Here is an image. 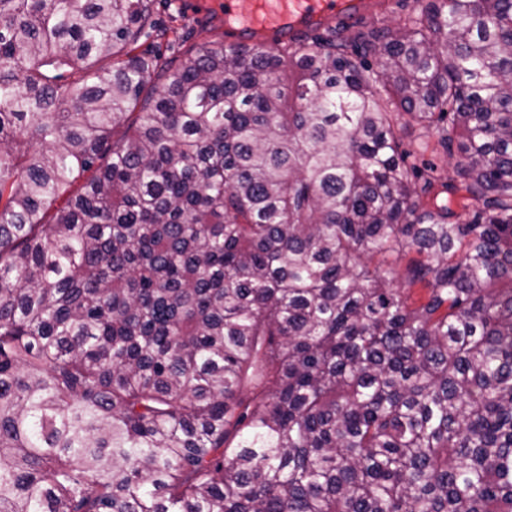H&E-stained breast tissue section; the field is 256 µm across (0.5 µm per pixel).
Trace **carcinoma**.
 Returning a JSON list of instances; mask_svg holds the SVG:
<instances>
[{
	"instance_id": "carcinoma-1",
	"label": "carcinoma",
	"mask_w": 512,
	"mask_h": 512,
	"mask_svg": "<svg viewBox=\"0 0 512 512\" xmlns=\"http://www.w3.org/2000/svg\"><path fill=\"white\" fill-rule=\"evenodd\" d=\"M152 2L0 0V512H512V0ZM191 1H197L200 12L222 14L224 8V15L215 21L203 20L196 16L188 3ZM385 1L392 2L387 9L356 22L396 29L404 23L414 0H154L155 26L166 32L164 36L154 30L146 33L137 51L159 49L162 61L175 58L178 63L191 47L197 49L216 41L225 44L224 31L226 40L235 44H245L263 32L272 34L277 45L300 30L348 22L367 9L388 3Z\"/></svg>"
}]
</instances>
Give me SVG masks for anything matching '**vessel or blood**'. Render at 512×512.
Returning <instances> with one entry per match:
<instances>
[{"instance_id":"vessel-or-blood-1","label":"vessel or blood","mask_w":512,"mask_h":512,"mask_svg":"<svg viewBox=\"0 0 512 512\" xmlns=\"http://www.w3.org/2000/svg\"><path fill=\"white\" fill-rule=\"evenodd\" d=\"M369 0H199V11L224 16V31L235 44L272 34L281 42L296 32L330 22H347L370 9Z\"/></svg>"}]
</instances>
